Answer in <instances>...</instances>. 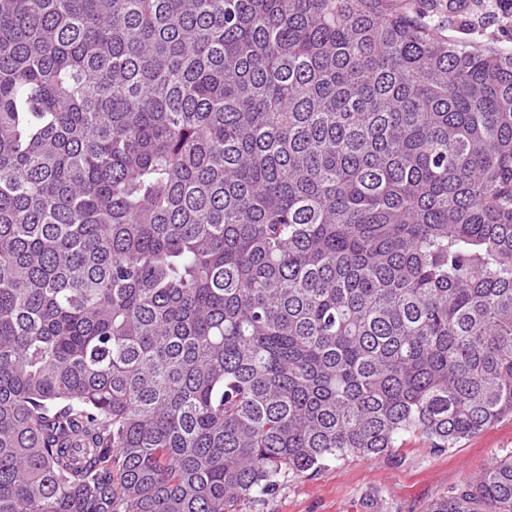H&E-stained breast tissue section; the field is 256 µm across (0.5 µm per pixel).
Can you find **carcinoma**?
Wrapping results in <instances>:
<instances>
[{
  "label": "carcinoma",
  "instance_id": "1",
  "mask_svg": "<svg viewBox=\"0 0 512 512\" xmlns=\"http://www.w3.org/2000/svg\"><path fill=\"white\" fill-rule=\"evenodd\" d=\"M509 414L511 50L0 0V512H232ZM425 512H512V454Z\"/></svg>",
  "mask_w": 512,
  "mask_h": 512
}]
</instances>
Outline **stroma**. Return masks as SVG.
Returning a JSON list of instances; mask_svg holds the SVG:
<instances>
[{
	"label": "stroma",
	"mask_w": 512,
	"mask_h": 512,
	"mask_svg": "<svg viewBox=\"0 0 512 512\" xmlns=\"http://www.w3.org/2000/svg\"><path fill=\"white\" fill-rule=\"evenodd\" d=\"M385 10L413 5L440 23L444 34L476 47L512 49V10H492L488 0H381ZM512 454V417L442 452L417 436L392 454L330 461L315 477H285L265 503H238L234 512H363L364 499L378 512H424L428 503L476 477L497 457Z\"/></svg>",
	"instance_id": "35a3bbf8"
}]
</instances>
